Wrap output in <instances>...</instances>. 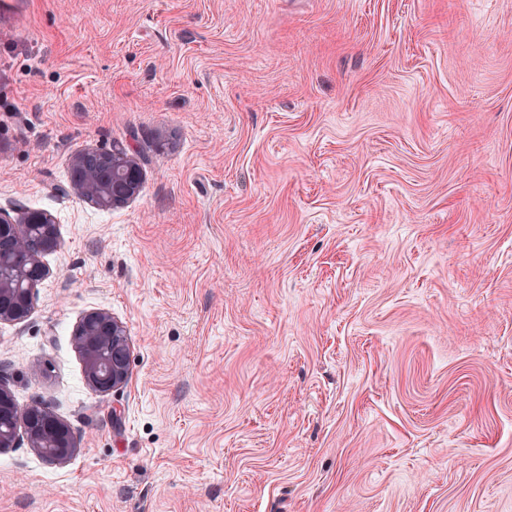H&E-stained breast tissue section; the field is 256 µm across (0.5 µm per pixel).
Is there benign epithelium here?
Returning <instances> with one entry per match:
<instances>
[{"mask_svg": "<svg viewBox=\"0 0 512 512\" xmlns=\"http://www.w3.org/2000/svg\"><path fill=\"white\" fill-rule=\"evenodd\" d=\"M70 169L71 191L102 211L127 206L137 198L143 182L138 160L124 147L78 152L72 156ZM33 233L41 236L35 248L30 239ZM0 236L11 240L20 258L14 263L0 254V323L18 322L30 315L34 291L50 274L43 256L58 248V227L48 211L32 210L13 218L0 209ZM74 346L82 360L85 382L93 392L105 395L129 382V333L110 311L95 308L85 312L76 326ZM4 408L12 409L17 421L12 428L0 430V450L16 447L22 428L28 447L52 462L65 464L77 453L71 426L46 402L19 409L0 375V410Z\"/></svg>", "mask_w": 512, "mask_h": 512, "instance_id": "7a95c632", "label": "benign epithelium"}]
</instances>
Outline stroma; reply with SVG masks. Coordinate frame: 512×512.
<instances>
[{
    "instance_id": "1",
    "label": "stroma",
    "mask_w": 512,
    "mask_h": 512,
    "mask_svg": "<svg viewBox=\"0 0 512 512\" xmlns=\"http://www.w3.org/2000/svg\"><path fill=\"white\" fill-rule=\"evenodd\" d=\"M0 207L60 236L0 370L79 442L0 512H512V0H0ZM90 157L93 162H89ZM70 169L71 191L102 211L127 206L137 198L143 182L138 160L124 147L78 152L72 156ZM109 170L112 180L106 178ZM127 327L109 310L95 308L79 319L74 346L83 364L86 384L100 395L122 387L130 379V340ZM112 346V359L109 351Z\"/></svg>"
}]
</instances>
